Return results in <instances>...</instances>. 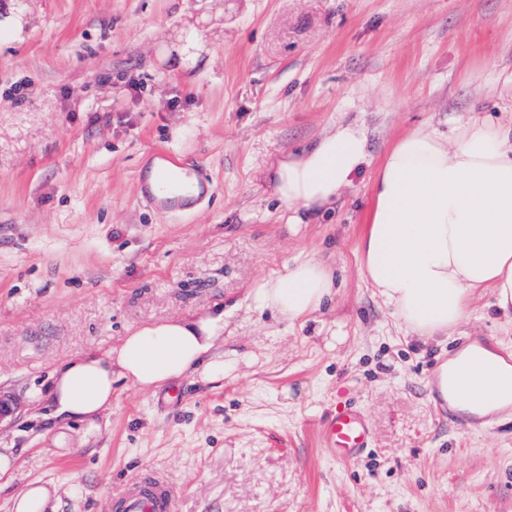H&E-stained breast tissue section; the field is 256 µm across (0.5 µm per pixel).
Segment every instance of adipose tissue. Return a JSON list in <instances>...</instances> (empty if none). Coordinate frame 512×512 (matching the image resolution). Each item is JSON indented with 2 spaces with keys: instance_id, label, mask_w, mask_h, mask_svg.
<instances>
[{
  "instance_id": "ef3b65f1",
  "label": "adipose tissue",
  "mask_w": 512,
  "mask_h": 512,
  "mask_svg": "<svg viewBox=\"0 0 512 512\" xmlns=\"http://www.w3.org/2000/svg\"><path fill=\"white\" fill-rule=\"evenodd\" d=\"M367 158L364 131L341 124L302 154L266 164L263 178L295 224L299 212L331 207ZM371 196L359 244L364 274L402 328L441 343L486 290L512 318V121L475 114L444 134L408 131L386 149ZM334 288L326 264L301 257L255 282L247 308L305 323ZM224 317L217 309L145 325L106 351L65 359L50 374L51 417L97 425L112 412L117 379L154 390L195 375L224 377L239 362L215 351ZM433 385L463 414L512 413V362L493 347L466 346L440 364ZM58 506L52 483L29 482L13 498V512Z\"/></svg>"
}]
</instances>
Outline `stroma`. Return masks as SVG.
<instances>
[{"mask_svg": "<svg viewBox=\"0 0 512 512\" xmlns=\"http://www.w3.org/2000/svg\"><path fill=\"white\" fill-rule=\"evenodd\" d=\"M510 75L512 0H0V392L18 402L0 448L19 463L0 512L34 480L59 484V512H108L150 473L174 512H512V419L461 428L431 390L460 343L512 348V321L486 291L445 343L423 342L359 253L386 148L500 115ZM342 123L365 130L368 161L289 229L261 170ZM157 150L211 175L194 212L139 196ZM305 256L332 269L331 301L303 325L247 311L257 280ZM218 304L234 371L116 381L108 419L57 441V363ZM342 398L372 435L346 461L319 437Z\"/></svg>", "mask_w": 512, "mask_h": 512, "instance_id": "obj_1", "label": "stroma"}]
</instances>
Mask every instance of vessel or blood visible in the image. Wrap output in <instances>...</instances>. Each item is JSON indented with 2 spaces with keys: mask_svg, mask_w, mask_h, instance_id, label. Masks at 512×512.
I'll return each instance as SVG.
<instances>
[{
  "mask_svg": "<svg viewBox=\"0 0 512 512\" xmlns=\"http://www.w3.org/2000/svg\"><path fill=\"white\" fill-rule=\"evenodd\" d=\"M159 167L146 166L136 176L144 201L172 212L194 209L209 193L210 181L194 161L161 151ZM320 435L326 452L345 460L371 446V430L362 412L349 403L337 404L322 421ZM175 493L162 479L141 477L128 483L113 500L115 512H173Z\"/></svg>",
  "mask_w": 512,
  "mask_h": 512,
  "instance_id": "obj_1",
  "label": "vessel or blood"
}]
</instances>
